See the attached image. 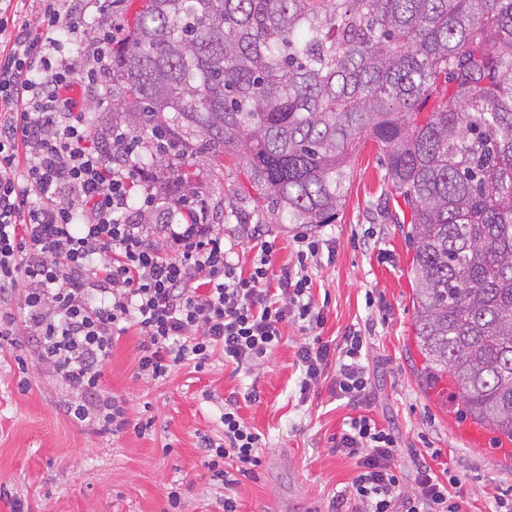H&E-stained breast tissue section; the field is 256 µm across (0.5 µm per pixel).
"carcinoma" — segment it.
<instances>
[{"instance_id":"carcinoma-1","label":"carcinoma","mask_w":512,"mask_h":512,"mask_svg":"<svg viewBox=\"0 0 512 512\" xmlns=\"http://www.w3.org/2000/svg\"><path fill=\"white\" fill-rule=\"evenodd\" d=\"M112 114L167 202L209 210L192 159L230 155L268 210L332 224L358 140L411 205L423 385L512 440V0H149Z\"/></svg>"}]
</instances>
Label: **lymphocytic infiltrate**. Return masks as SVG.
<instances>
[{
	"label": "lymphocytic infiltrate",
	"mask_w": 512,
	"mask_h": 512,
	"mask_svg": "<svg viewBox=\"0 0 512 512\" xmlns=\"http://www.w3.org/2000/svg\"><path fill=\"white\" fill-rule=\"evenodd\" d=\"M25 0H0V341L25 325L42 361L75 395L66 414L119 435L130 426L122 401L100 385L116 339L129 329L143 338L137 374L154 380L172 367H204L215 350L225 362L255 367L280 343L283 327L305 330L297 363L300 400L321 382L352 414L333 450L357 474L333 500L332 512H464L460 480L437 448L412 450L411 466L396 464L399 441L365 414L370 374L367 338L345 334L331 349L316 333L324 313L310 295L309 263L330 240L298 235L296 260L271 279V252L262 246L250 270L230 259L223 236L203 225L163 227L177 246L169 255L138 218L131 191L137 167L130 136L114 126L94 137L75 88L105 89L112 40L83 33L75 56L65 54L77 16L90 7L112 13V0H42L32 26ZM37 203H30V196ZM224 440L203 437L205 465L224 488L223 512H239L237 486L261 463L260 436L224 400Z\"/></svg>",
	"instance_id": "f902f5d3"
}]
</instances>
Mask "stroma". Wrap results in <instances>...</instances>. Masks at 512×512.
Instances as JSON below:
<instances>
[{
    "label": "stroma",
    "mask_w": 512,
    "mask_h": 512,
    "mask_svg": "<svg viewBox=\"0 0 512 512\" xmlns=\"http://www.w3.org/2000/svg\"><path fill=\"white\" fill-rule=\"evenodd\" d=\"M385 151L361 139L351 159L345 205L335 223L316 233L332 239L334 253L311 264V298L324 312L323 340H341L350 328L372 324L365 363L374 399L367 412L393 428L407 465V449L439 448L457 465L467 512H487L492 493L512 490V464L456 433L458 397L434 401L417 378L421 359L414 343V257L407 237L411 211L385 179ZM201 198L220 202L224 247L250 266L257 248L247 228L263 225L272 264L294 261L298 224L280 223L232 157L194 160ZM304 333L288 325L262 365L236 369L214 352L203 369L186 362L167 378L138 376L142 336L129 330L102 368V387L125 402L132 423L120 436L64 415L66 383L38 357L23 335L0 349V512H165L167 490L178 487L183 512H220L223 491L204 465L200 439L222 440L220 416L229 395L262 439L261 464L242 478L239 512H330L334 493L356 471L331 449L350 409L320 385L300 401L296 351ZM255 400H247L249 391ZM146 431H139V424Z\"/></svg>",
    "instance_id": "stroma-1"
}]
</instances>
